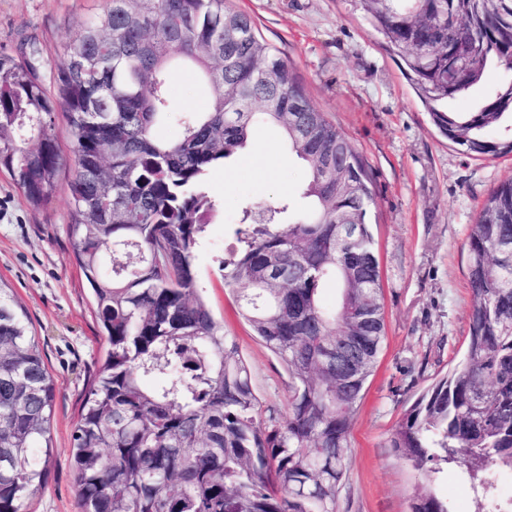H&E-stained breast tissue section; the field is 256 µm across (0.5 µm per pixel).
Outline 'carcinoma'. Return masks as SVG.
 I'll list each match as a JSON object with an SVG mask.
<instances>
[{
  "mask_svg": "<svg viewBox=\"0 0 512 512\" xmlns=\"http://www.w3.org/2000/svg\"><path fill=\"white\" fill-rule=\"evenodd\" d=\"M448 141L512 153L487 132L512 118V0H356ZM467 18L466 31L451 17ZM63 48L58 94L0 52V170L46 203L62 155L48 117L65 113L74 172L69 234L90 286L106 358L71 434L81 512H337L350 426L385 337L381 271L367 215L372 181L345 133L314 107L291 66L226 0H104ZM192 65L205 112H174V65ZM503 80L469 112L448 101ZM173 122L179 134L160 139ZM277 128L306 171L304 197L246 206L219 261L254 334L286 365L284 422L264 426L251 371L201 295L194 259L216 211L210 170ZM347 166L336 172V147ZM354 238L337 231L348 218ZM470 336L463 361L425 388L389 447L417 470L454 464L476 512H512L487 477L512 471V179L468 234ZM339 298L320 299L327 281ZM60 392L14 298L0 287V512L44 489ZM433 467H428V464ZM410 512H449L430 491Z\"/></svg>",
  "mask_w": 512,
  "mask_h": 512,
  "instance_id": "1",
  "label": "carcinoma"
}]
</instances>
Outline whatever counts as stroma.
I'll list each match as a JSON object with an SVG mask.
<instances>
[{
  "label": "stroma",
  "instance_id": "stroma-1",
  "mask_svg": "<svg viewBox=\"0 0 512 512\" xmlns=\"http://www.w3.org/2000/svg\"><path fill=\"white\" fill-rule=\"evenodd\" d=\"M230 5L249 14L262 38L288 60L309 99L345 132L372 177L369 222L386 327L352 419L339 512H409L412 497L426 489L447 499L451 512H474L459 468L426 477L395 455L389 437L418 393L463 358L471 307L468 228L487 194L512 177V154H471L443 137L354 0H230ZM102 6L103 0H0V52L20 58L39 50L40 74L52 83L76 22ZM170 98L177 112L201 111L208 103L194 72L184 68L173 71ZM52 121L64 163L49 202L31 204L0 171V283L24 308L60 385L48 480L31 499V512H78L71 434L106 342L67 233L71 130L63 113H54ZM305 181L304 168L279 134L258 127L251 146L205 179L220 208L194 261L213 314L250 367L263 417L279 421L288 412V375L239 316L219 259L237 244L242 208L285 196L303 207Z\"/></svg>",
  "mask_w": 512,
  "mask_h": 512
}]
</instances>
